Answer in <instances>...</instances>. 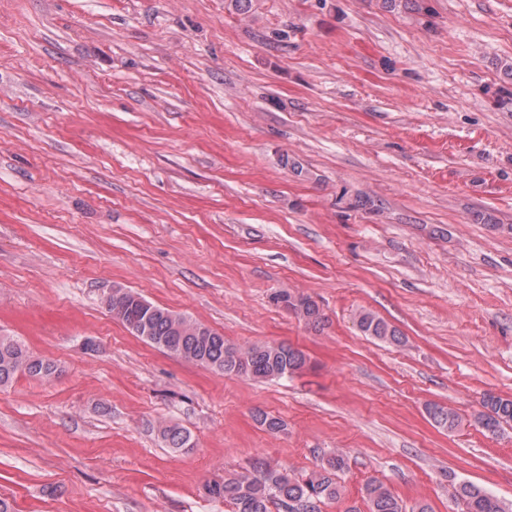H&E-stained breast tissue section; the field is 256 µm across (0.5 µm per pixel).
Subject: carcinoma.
<instances>
[{"mask_svg": "<svg viewBox=\"0 0 512 512\" xmlns=\"http://www.w3.org/2000/svg\"><path fill=\"white\" fill-rule=\"evenodd\" d=\"M272 300L276 304H288L308 325L318 326L324 320L322 308L309 296L280 291ZM145 302L147 299L138 292L115 288L108 313L133 335L182 360L255 380L291 377L307 366L306 355L290 345L266 343L238 347L219 332L167 308L152 303L146 309ZM356 323L365 335L383 342L401 345L405 341L398 329L371 312H359ZM58 372L54 362L33 354L19 339L0 334V387L11 384L20 374L50 383ZM482 406L484 411L476 416L475 422L485 432L495 435L502 424L512 421L511 398L487 393ZM428 414L435 426L448 432L460 425L457 413L445 406L431 405ZM255 421L272 433L284 427L280 418L266 412L257 413ZM158 433L172 448H186L191 441L190 431L179 425L162 424ZM345 467V457L340 453L328 458L319 468L300 475L255 464L206 484V490L209 496L230 502L235 512H270L272 504L282 512H315L306 509V505L342 498L344 486L338 481V472ZM448 492L461 505V512H512L490 491L470 482L452 479ZM361 493L368 512H405L391 490L378 479L366 481Z\"/></svg>", "mask_w": 512, "mask_h": 512, "instance_id": "obj_1", "label": "carcinoma"}]
</instances>
